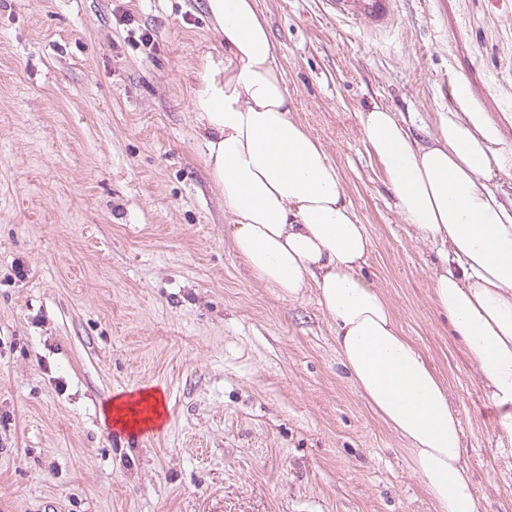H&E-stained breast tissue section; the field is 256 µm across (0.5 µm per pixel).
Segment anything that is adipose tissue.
Instances as JSON below:
<instances>
[{
	"label": "adipose tissue",
	"mask_w": 512,
	"mask_h": 512,
	"mask_svg": "<svg viewBox=\"0 0 512 512\" xmlns=\"http://www.w3.org/2000/svg\"><path fill=\"white\" fill-rule=\"evenodd\" d=\"M224 64L195 91L208 174L234 217L237 253L281 297L307 285L336 325V351L358 391L410 445L412 469L438 512H479L462 463V429L446 390L398 329L382 292L360 276L371 240L325 151L289 116L290 97L256 0H205ZM395 207L440 264L434 303L447 315L512 437V211L485 182L512 168L475 117L445 115L429 141L390 108L359 114ZM110 426L140 431L165 417L152 388L105 405Z\"/></svg>",
	"instance_id": "1"
}]
</instances>
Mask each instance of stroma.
I'll return each instance as SVG.
<instances>
[{"label":"stroma","mask_w":512,"mask_h":512,"mask_svg":"<svg viewBox=\"0 0 512 512\" xmlns=\"http://www.w3.org/2000/svg\"><path fill=\"white\" fill-rule=\"evenodd\" d=\"M257 4L371 238L362 276L459 415L480 512H512V437L358 118L380 103L425 138L472 115L512 151V0H397L380 34L322 0ZM223 56L204 0H0V512H437L315 288L283 298L234 248L194 106ZM152 387L161 427H105Z\"/></svg>","instance_id":"1"}]
</instances>
